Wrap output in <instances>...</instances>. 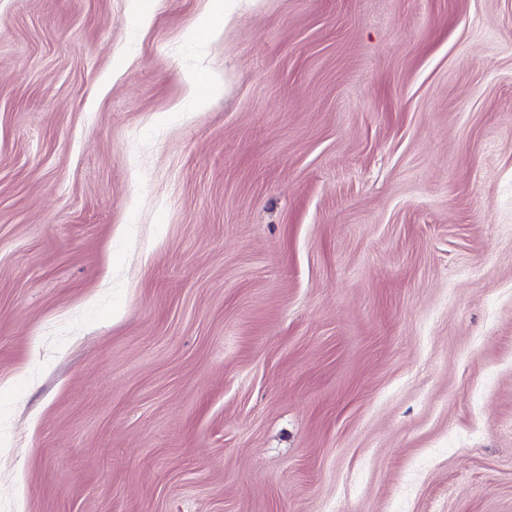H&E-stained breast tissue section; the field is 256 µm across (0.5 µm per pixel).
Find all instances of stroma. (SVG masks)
I'll list each match as a JSON object with an SVG mask.
<instances>
[{
    "mask_svg": "<svg viewBox=\"0 0 512 512\" xmlns=\"http://www.w3.org/2000/svg\"><path fill=\"white\" fill-rule=\"evenodd\" d=\"M0 512H512V0H0Z\"/></svg>",
    "mask_w": 512,
    "mask_h": 512,
    "instance_id": "35a3bbf8",
    "label": "stroma"
}]
</instances>
